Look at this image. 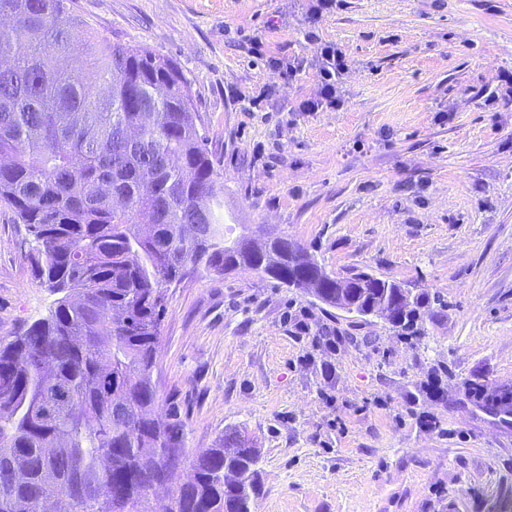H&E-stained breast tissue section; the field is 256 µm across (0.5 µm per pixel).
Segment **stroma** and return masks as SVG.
<instances>
[{"instance_id":"35a3bbf8","label":"stroma","mask_w":512,"mask_h":512,"mask_svg":"<svg viewBox=\"0 0 512 512\" xmlns=\"http://www.w3.org/2000/svg\"><path fill=\"white\" fill-rule=\"evenodd\" d=\"M101 34L173 61L208 132L224 211L438 296L423 333L316 302L264 273L168 290L159 412L190 452L237 425L262 450L252 512H492L512 499V0H77ZM342 51L340 104L315 46ZM317 40V41H318ZM302 61L285 74L281 59ZM0 204V339L55 300ZM335 370L325 379L324 365ZM318 78L321 84V98L307 101L302 111L316 112L323 107L336 106V80L347 66L342 52L331 43L317 46Z\"/></svg>"}]
</instances>
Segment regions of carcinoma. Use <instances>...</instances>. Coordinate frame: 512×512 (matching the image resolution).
I'll return each mask as SVG.
<instances>
[{"mask_svg": "<svg viewBox=\"0 0 512 512\" xmlns=\"http://www.w3.org/2000/svg\"><path fill=\"white\" fill-rule=\"evenodd\" d=\"M76 52L84 71L59 66ZM0 202L32 237L47 317L0 341V512H252L261 449L237 426L190 453L173 408L155 418L166 287L248 267L289 288L288 242L228 223L186 78L100 35L75 0H0ZM406 334L430 299L377 279Z\"/></svg>", "mask_w": 512, "mask_h": 512, "instance_id": "cac0c4a2", "label": "carcinoma"}]
</instances>
